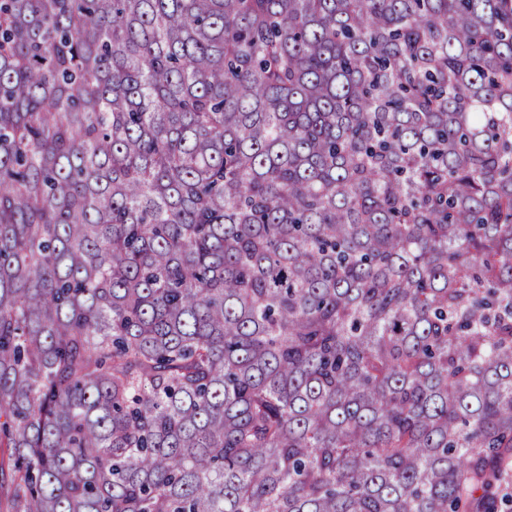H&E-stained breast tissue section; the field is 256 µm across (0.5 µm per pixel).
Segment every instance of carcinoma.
Returning <instances> with one entry per match:
<instances>
[{
	"label": "carcinoma",
	"mask_w": 512,
	"mask_h": 512,
	"mask_svg": "<svg viewBox=\"0 0 512 512\" xmlns=\"http://www.w3.org/2000/svg\"><path fill=\"white\" fill-rule=\"evenodd\" d=\"M0 512H512V0H0Z\"/></svg>",
	"instance_id": "cac0c4a2"
}]
</instances>
